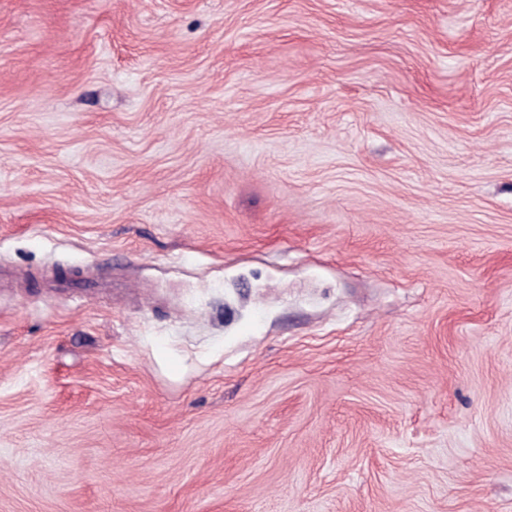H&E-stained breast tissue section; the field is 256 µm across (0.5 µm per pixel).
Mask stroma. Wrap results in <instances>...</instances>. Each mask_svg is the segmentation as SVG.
<instances>
[{
  "instance_id": "stroma-1",
  "label": "stroma",
  "mask_w": 512,
  "mask_h": 512,
  "mask_svg": "<svg viewBox=\"0 0 512 512\" xmlns=\"http://www.w3.org/2000/svg\"><path fill=\"white\" fill-rule=\"evenodd\" d=\"M0 512H512V0H0Z\"/></svg>"
}]
</instances>
